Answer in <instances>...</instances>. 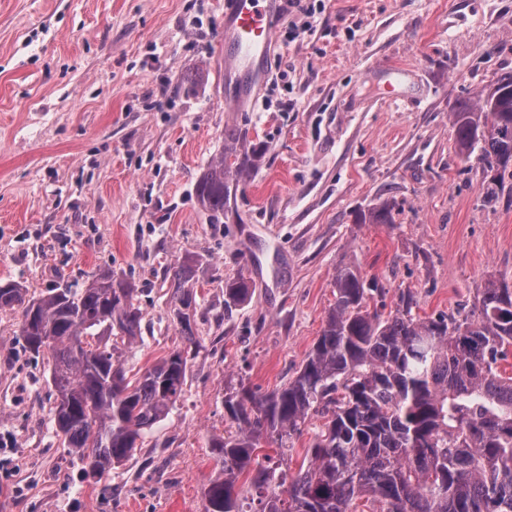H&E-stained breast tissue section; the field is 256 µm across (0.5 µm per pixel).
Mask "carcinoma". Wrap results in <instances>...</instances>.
I'll return each instance as SVG.
<instances>
[{
    "instance_id": "cac0c4a2",
    "label": "carcinoma",
    "mask_w": 512,
    "mask_h": 512,
    "mask_svg": "<svg viewBox=\"0 0 512 512\" xmlns=\"http://www.w3.org/2000/svg\"><path fill=\"white\" fill-rule=\"evenodd\" d=\"M495 97L481 92L451 113L458 154L487 168L512 161V73L500 75ZM227 147L196 179L194 197L210 220L224 217L230 184L245 180L266 145L238 126L224 129ZM383 202L361 213L362 224H393ZM172 312L187 342L198 346L189 311L196 304L194 260L170 268ZM336 300L296 376L259 394L241 387L224 395L235 431L212 439L224 479L208 485L204 512L252 508L237 479L251 474L253 512H356L365 500L379 512H512V374L499 367L512 347V286L490 280L477 317L421 319L414 297L399 296L386 316L368 309L360 273L343 267ZM253 283L224 280V310L249 302ZM137 288L101 271L83 288L49 289L27 298L14 281L0 282V311L21 310L27 347L52 360L56 434L83 468L101 475L132 457L143 433L180 400L188 351L173 350L135 382L106 345L85 336L141 335ZM322 419L306 449L307 465L288 474L283 461L309 415ZM275 455H259L262 444Z\"/></svg>"
}]
</instances>
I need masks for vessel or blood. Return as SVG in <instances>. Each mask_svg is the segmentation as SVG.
<instances>
[{
	"instance_id": "1",
	"label": "vessel or blood",
	"mask_w": 512,
	"mask_h": 512,
	"mask_svg": "<svg viewBox=\"0 0 512 512\" xmlns=\"http://www.w3.org/2000/svg\"><path fill=\"white\" fill-rule=\"evenodd\" d=\"M282 0H229L224 9V106L240 112L254 103L269 71Z\"/></svg>"
}]
</instances>
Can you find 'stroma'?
<instances>
[{"label": "stroma", "instance_id": "stroma-1", "mask_svg": "<svg viewBox=\"0 0 512 512\" xmlns=\"http://www.w3.org/2000/svg\"><path fill=\"white\" fill-rule=\"evenodd\" d=\"M276 35L271 101L224 108V0H0V280L32 295L103 270L135 284L128 380L183 346L169 268L198 258L201 347L169 417L104 477L55 433L46 356L0 312V512H203L223 478L211 446L225 393L295 376L352 267L393 312L471 316L488 280L512 283V197L486 201L455 150L459 101L512 72V0H325L313 34ZM410 71L407 98L384 93ZM237 125L266 153L211 223L193 185ZM394 203L392 224L361 212ZM253 281L224 313V281Z\"/></svg>", "mask_w": 512, "mask_h": 512}]
</instances>
